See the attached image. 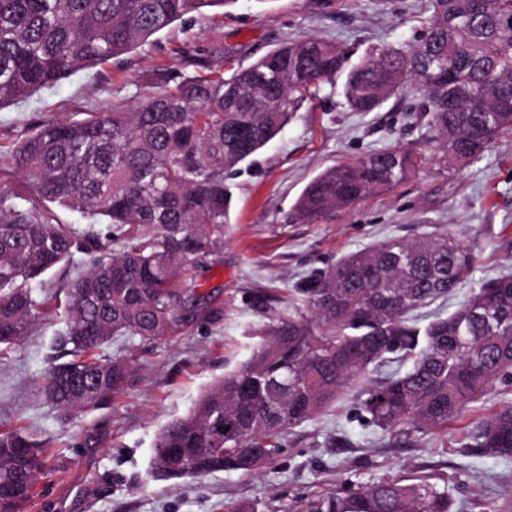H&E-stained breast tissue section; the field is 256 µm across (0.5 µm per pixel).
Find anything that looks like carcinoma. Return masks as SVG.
I'll return each instance as SVG.
<instances>
[{"label":"carcinoma","mask_w":512,"mask_h":512,"mask_svg":"<svg viewBox=\"0 0 512 512\" xmlns=\"http://www.w3.org/2000/svg\"><path fill=\"white\" fill-rule=\"evenodd\" d=\"M236 0H0V108L71 73L117 59L189 14ZM408 44L358 60L333 43L285 42L229 77L184 76L131 112L116 107L48 120L12 155L25 192L0 187V347L25 335L31 285L75 254L88 269L67 289L64 345L45 387L65 419L108 407L127 362L97 350L116 336L172 338L207 295L195 271L216 259L228 224L227 180L343 78V105L375 112L416 94L418 146L363 155L315 176L295 204L317 221L407 180L434 151L445 168L478 159L512 130V0H428ZM82 213L61 224L48 204ZM474 264L452 233L391 238L316 270L250 358L159 430L150 461L162 479L254 474L293 429L327 412L372 371L411 362L365 389L360 409L383 431L448 435L470 455L512 460V274L425 325L413 313L455 291ZM489 405L478 418L476 405ZM49 461L46 442L0 432V512H22ZM430 476L342 482L288 512H461Z\"/></svg>","instance_id":"obj_1"}]
</instances>
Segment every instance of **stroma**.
<instances>
[{
	"instance_id": "1",
	"label": "stroma",
	"mask_w": 512,
	"mask_h": 512,
	"mask_svg": "<svg viewBox=\"0 0 512 512\" xmlns=\"http://www.w3.org/2000/svg\"><path fill=\"white\" fill-rule=\"evenodd\" d=\"M425 4L236 0L186 17L155 35L153 44L0 108V185L20 188L11 152L39 121L135 105L159 92L164 77L228 75L286 39L314 37L361 52L409 42L427 16ZM340 90L339 83L323 84L317 98L234 178L224 246L196 272L210 300L184 332L151 342L118 336L102 348V356L128 364L110 407L67 420L43 394L65 330L62 294L86 270L87 255L76 254L33 288V297L48 306L28 335L0 356V430L18 428L50 446L49 468L29 512H225L229 505L283 512L341 479L421 475L467 502V512H492L512 495V463L461 455L454 439L442 436L392 437L357 416L353 389L331 411L287 435L275 462L258 475L158 480L149 472L159 429L250 357L261 331L292 307L312 270L390 238L450 231L473 249L475 263L444 312L455 310L473 289L512 273V132L501 134L468 166L450 171L430 154L392 190L314 223L291 219L301 191L324 169L418 137V115L406 103L392 100L376 112H351Z\"/></svg>"
}]
</instances>
